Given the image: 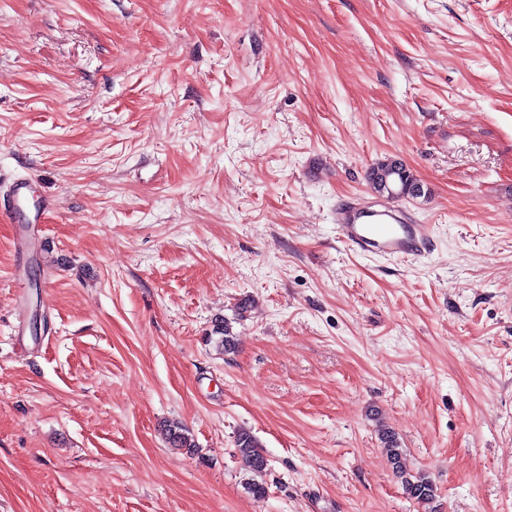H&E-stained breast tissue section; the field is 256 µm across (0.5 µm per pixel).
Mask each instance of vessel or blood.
<instances>
[{
    "instance_id": "1",
    "label": "vessel or blood",
    "mask_w": 512,
    "mask_h": 512,
    "mask_svg": "<svg viewBox=\"0 0 512 512\" xmlns=\"http://www.w3.org/2000/svg\"><path fill=\"white\" fill-rule=\"evenodd\" d=\"M333 220L346 244L363 255L419 258L430 250L431 225L416 223L389 203L351 197L337 207Z\"/></svg>"
}]
</instances>
